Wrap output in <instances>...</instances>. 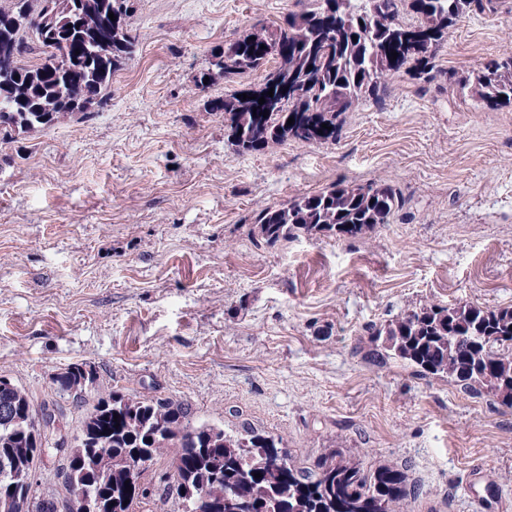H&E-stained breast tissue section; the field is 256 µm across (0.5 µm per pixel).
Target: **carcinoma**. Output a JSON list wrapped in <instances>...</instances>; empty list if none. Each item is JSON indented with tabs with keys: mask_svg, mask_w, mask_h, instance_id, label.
Masks as SVG:
<instances>
[{
	"mask_svg": "<svg viewBox=\"0 0 512 512\" xmlns=\"http://www.w3.org/2000/svg\"><path fill=\"white\" fill-rule=\"evenodd\" d=\"M275 28L253 27L219 50L215 70L229 80L274 68L263 82L215 104L230 116L231 145L256 152L291 140L334 142L344 117L379 97L389 81L413 66L431 78L442 74L437 52L463 13L512 12V0H297ZM417 23L400 20L404 7ZM84 19L69 25L73 11ZM114 13L109 18L108 13ZM128 0H0V108L12 109L11 130L31 131L73 114H88L107 101L112 75L134 53ZM398 53L392 57V53ZM476 101L494 106L512 100V56L492 59L461 80ZM274 95H267L268 91ZM265 103H258V98ZM294 124L287 125L289 118ZM327 128H322V125ZM401 192L386 184L343 181L254 218V233L270 245L297 232L334 231L362 237L404 208ZM380 363L401 361L419 379L448 377L465 392L485 391L512 409V308L426 304L377 328ZM96 380L85 363L53 378L61 391L81 393ZM0 512H55L54 502L31 508L30 490L20 483L36 467L50 440L35 428V410L16 385L0 386ZM190 410L165 399L141 400L113 391L98 399L83 421L68 459L69 483L89 487L98 512H130L148 497L138 464L177 449L171 478L185 512H409L406 473L392 465L367 472L347 450L335 448L311 470L292 465L272 436L244 427L234 437L210 425H191ZM261 477H255V474ZM131 490H126L125 485Z\"/></svg>",
	"mask_w": 512,
	"mask_h": 512,
	"instance_id": "obj_1",
	"label": "carcinoma"
}]
</instances>
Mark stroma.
Masks as SVG:
<instances>
[{"label": "stroma", "instance_id": "stroma-1", "mask_svg": "<svg viewBox=\"0 0 512 512\" xmlns=\"http://www.w3.org/2000/svg\"><path fill=\"white\" fill-rule=\"evenodd\" d=\"M136 50L105 105L31 133L0 132V377L81 433L99 394L188 405L191 422L282 441L295 467L347 448L405 469L413 512H512V410L450 379L368 360L369 332L429 303L512 306V103L460 80L512 55V14L457 18L443 77L401 73L348 113L336 143L236 152L215 101L262 72L195 84L212 51L294 0H130ZM347 181L406 205L372 233L267 245L259 209ZM96 381L55 389L69 365ZM146 464L133 512H182ZM62 462L35 496L66 512Z\"/></svg>", "mask_w": 512, "mask_h": 512}]
</instances>
